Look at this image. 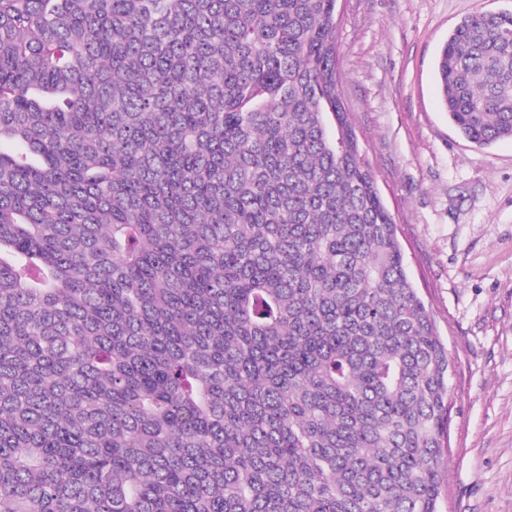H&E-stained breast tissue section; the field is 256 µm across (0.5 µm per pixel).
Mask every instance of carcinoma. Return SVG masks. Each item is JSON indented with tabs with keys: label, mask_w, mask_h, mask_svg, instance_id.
<instances>
[{
	"label": "carcinoma",
	"mask_w": 512,
	"mask_h": 512,
	"mask_svg": "<svg viewBox=\"0 0 512 512\" xmlns=\"http://www.w3.org/2000/svg\"><path fill=\"white\" fill-rule=\"evenodd\" d=\"M336 0H0V512H438L448 350ZM512 138V12L437 61Z\"/></svg>",
	"instance_id": "1"
}]
</instances>
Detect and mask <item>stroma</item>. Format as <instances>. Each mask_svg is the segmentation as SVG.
<instances>
[{"label": "stroma", "instance_id": "1", "mask_svg": "<svg viewBox=\"0 0 512 512\" xmlns=\"http://www.w3.org/2000/svg\"><path fill=\"white\" fill-rule=\"evenodd\" d=\"M512 0H338L339 91L451 364L438 512H512V139L476 146L439 102L462 18Z\"/></svg>", "mask_w": 512, "mask_h": 512}]
</instances>
